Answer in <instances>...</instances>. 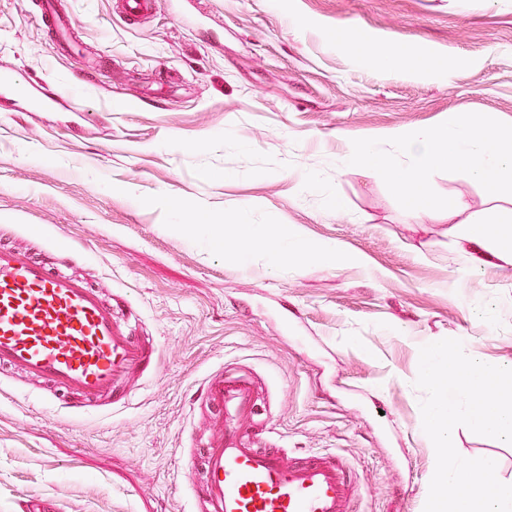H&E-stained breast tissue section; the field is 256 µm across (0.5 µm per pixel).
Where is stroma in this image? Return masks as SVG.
I'll list each match as a JSON object with an SVG mask.
<instances>
[{
  "label": "stroma",
  "mask_w": 512,
  "mask_h": 512,
  "mask_svg": "<svg viewBox=\"0 0 512 512\" xmlns=\"http://www.w3.org/2000/svg\"><path fill=\"white\" fill-rule=\"evenodd\" d=\"M346 29L413 66L380 70ZM0 61V245L87 280L162 359L126 406L76 412L1 369L0 512H204L185 465L215 431L198 385L223 368L261 379L257 418L277 411L288 454L346 460L364 512H424L420 349L452 338L512 367V256L336 157L345 137L459 111L512 124V0H158L135 23L120 0H0ZM38 85L64 111H33ZM431 185L512 225V196L449 172ZM242 209L339 261L241 256ZM454 446L512 484V444L459 426Z\"/></svg>",
  "instance_id": "obj_1"
}]
</instances>
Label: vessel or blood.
<instances>
[{"mask_svg":"<svg viewBox=\"0 0 512 512\" xmlns=\"http://www.w3.org/2000/svg\"><path fill=\"white\" fill-rule=\"evenodd\" d=\"M112 304L77 277L52 272L27 252L0 246V368H16L90 401L116 389L138 368L160 369ZM200 397L220 424L204 445L199 495L206 512H353L363 485L340 459H293L262 446L274 423H258L256 384L222 371Z\"/></svg>","mask_w":512,"mask_h":512,"instance_id":"b4317fda","label":"vessel or blood"}]
</instances>
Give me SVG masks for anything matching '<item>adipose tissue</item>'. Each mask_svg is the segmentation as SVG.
<instances>
[{"mask_svg": "<svg viewBox=\"0 0 512 512\" xmlns=\"http://www.w3.org/2000/svg\"><path fill=\"white\" fill-rule=\"evenodd\" d=\"M236 223L240 229V237L248 246L265 252L271 260L294 261L296 265H304L311 258L318 257L326 261H335L340 257V250L335 245L313 246L296 227L285 224H267L254 226L248 224L244 215H237Z\"/></svg>", "mask_w": 512, "mask_h": 512, "instance_id": "adipose-tissue-1", "label": "adipose tissue"}]
</instances>
